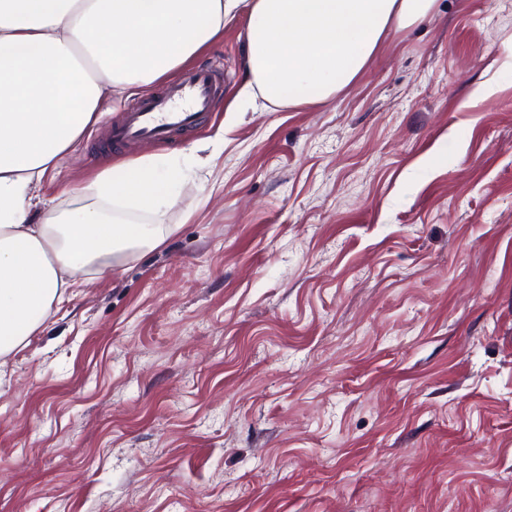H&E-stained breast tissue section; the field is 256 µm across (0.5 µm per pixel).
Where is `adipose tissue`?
Here are the masks:
<instances>
[{
	"label": "adipose tissue",
	"mask_w": 512,
	"mask_h": 512,
	"mask_svg": "<svg viewBox=\"0 0 512 512\" xmlns=\"http://www.w3.org/2000/svg\"><path fill=\"white\" fill-rule=\"evenodd\" d=\"M435 0H0V358L25 346L87 273L116 272L157 246L161 224L105 219L158 213L174 174L156 156L103 169L68 218L32 189L71 151L117 88L147 87L221 43L249 13L239 97L324 103L347 87L391 31Z\"/></svg>",
	"instance_id": "obj_1"
}]
</instances>
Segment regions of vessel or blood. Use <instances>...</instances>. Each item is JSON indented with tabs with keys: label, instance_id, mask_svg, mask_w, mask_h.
Masks as SVG:
<instances>
[{
	"label": "vessel or blood",
	"instance_id": "b4317fda",
	"mask_svg": "<svg viewBox=\"0 0 512 512\" xmlns=\"http://www.w3.org/2000/svg\"><path fill=\"white\" fill-rule=\"evenodd\" d=\"M222 92L223 85L213 70L186 71L160 94L125 113L119 123L108 126L103 140L117 146L139 140L163 142L176 133L192 131Z\"/></svg>",
	"mask_w": 512,
	"mask_h": 512
}]
</instances>
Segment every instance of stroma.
Instances as JSON below:
<instances>
[{
  "instance_id": "obj_1",
  "label": "stroma",
  "mask_w": 512,
  "mask_h": 512,
  "mask_svg": "<svg viewBox=\"0 0 512 512\" xmlns=\"http://www.w3.org/2000/svg\"><path fill=\"white\" fill-rule=\"evenodd\" d=\"M247 11L198 56L192 132L97 146L59 210L146 154L174 228L0 359V512H512V0H436L311 107L245 104Z\"/></svg>"
}]
</instances>
